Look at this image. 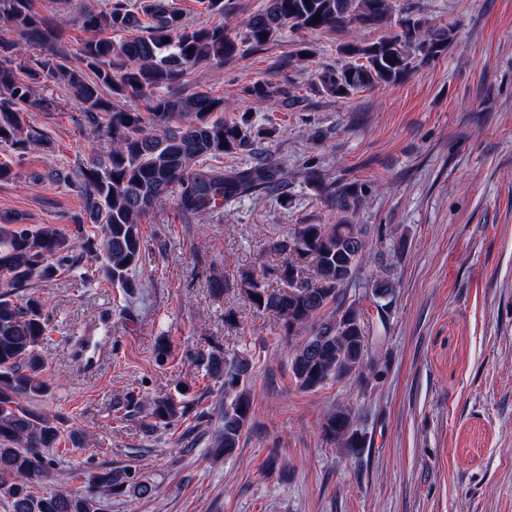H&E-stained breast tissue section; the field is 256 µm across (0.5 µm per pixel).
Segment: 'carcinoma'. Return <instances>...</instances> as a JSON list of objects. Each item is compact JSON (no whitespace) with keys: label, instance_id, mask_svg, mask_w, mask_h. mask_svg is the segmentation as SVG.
<instances>
[{"label":"carcinoma","instance_id":"carcinoma-1","mask_svg":"<svg viewBox=\"0 0 512 512\" xmlns=\"http://www.w3.org/2000/svg\"><path fill=\"white\" fill-rule=\"evenodd\" d=\"M152 23L148 34L138 32V20L126 0H109V7L88 9L83 28L93 33L79 55L83 67L68 64L63 28L32 10L31 0H0V22L15 38L0 37V146L20 154L36 143L27 131L21 105L34 101L32 81L43 77L64 85L80 104L88 122L103 127L112 150L91 153L79 167L78 188L84 214L65 232L50 224L13 229L0 224V496L11 512H96V496L104 491L128 490L143 496L152 486L130 481L131 474L101 465L88 473L84 494L50 491L38 495L39 481L56 480L57 467L47 449L60 441V417L37 413L27 401L48 392L42 379L41 351L47 334L44 304L36 296L16 294L50 281L66 271L79 277L91 274L132 292L144 246L142 224L160 201L172 196L178 209L199 222L221 206L258 189L286 187L284 168L266 157L227 172L207 160L243 153L252 146L248 120H224V101L205 91H173L184 75L202 64H224L237 59L242 47L263 46L288 28L316 32L354 27L359 30L395 25L397 30L377 42H349L339 48L345 63L314 73L323 92L342 97L359 90L396 83L416 69L440 58L450 45L447 29L435 30L421 16L397 0H265L242 32L222 22L205 26L186 23L172 0H146ZM321 22L315 24V15ZM44 47L47 54L27 79H17L23 68L24 47ZM245 96L275 100L284 108L299 99L288 88L268 78L243 88ZM141 103L144 110L129 107ZM334 224H297L273 242L280 265L262 274L245 273L236 281L245 301L258 311L281 317L286 335L308 323L311 334L294 350L291 368L303 390L331 381L379 378L388 367V355L374 345L376 323L362 302L388 307L392 283L363 278L371 259L368 228L354 223L364 187L327 179L318 170L308 172ZM94 224V230L84 224ZM104 256L102 266L88 271L84 257ZM273 275L284 284L271 290L265 279ZM361 292L351 302L340 291ZM336 310L329 313L331 303ZM347 317L336 332V319ZM198 362L212 378L224 380V415L214 453L231 456L249 426L252 403L248 390V358L230 357L220 347L198 354ZM130 411L144 409L148 427H170L183 421L192 405L182 398L158 396L139 401L130 397ZM321 433L351 456L364 453L367 436L345 407L329 412Z\"/></svg>","mask_w":512,"mask_h":512}]
</instances>
